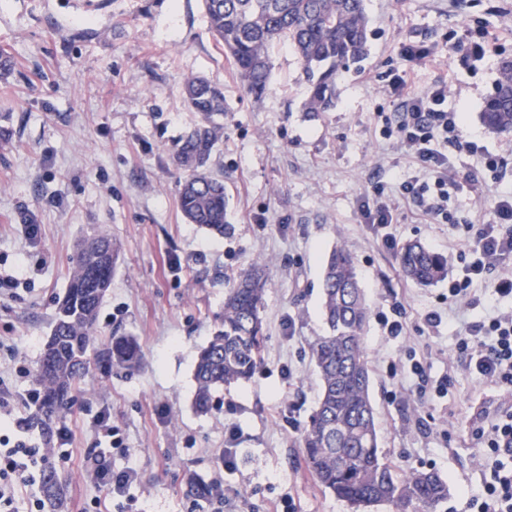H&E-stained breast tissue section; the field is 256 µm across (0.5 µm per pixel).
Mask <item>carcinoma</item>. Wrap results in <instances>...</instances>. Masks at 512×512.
I'll return each mask as SVG.
<instances>
[{
    "mask_svg": "<svg viewBox=\"0 0 512 512\" xmlns=\"http://www.w3.org/2000/svg\"><path fill=\"white\" fill-rule=\"evenodd\" d=\"M203 3L213 35L232 58L244 91L255 98L267 91L271 49L276 45H287L302 66L308 112L331 111L338 76L370 54L366 0ZM183 97L200 120L172 151L174 164L185 173L179 207L187 223L222 237L229 230L226 192L224 181L212 175L211 165L224 136V91L204 76H193L184 81ZM479 115L489 133H512V59L501 62L500 78ZM120 250L119 243L100 227L76 245L68 286L34 376L38 401L29 422L48 439L95 366L134 370L141 363L140 347L130 336H114L97 345V318ZM399 261L404 275L423 286L448 277V258L420 244L404 245ZM266 287L265 265L255 263L225 293L220 323L195 362L197 412H209L217 392L246 381L261 364ZM322 316L326 333L310 344L320 395L300 439L308 470L351 512H372L378 505H389L395 512L411 507L417 512H437L448 501V482L435 471L400 473L379 448L363 342L369 307L354 254L344 244L335 246L324 263ZM43 491L53 507L63 506L65 480L58 471H45Z\"/></svg>",
    "mask_w": 512,
    "mask_h": 512,
    "instance_id": "1",
    "label": "carcinoma"
}]
</instances>
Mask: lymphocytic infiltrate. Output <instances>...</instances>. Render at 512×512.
<instances>
[{"mask_svg":"<svg viewBox=\"0 0 512 512\" xmlns=\"http://www.w3.org/2000/svg\"><path fill=\"white\" fill-rule=\"evenodd\" d=\"M392 91L399 100L394 118L384 119L380 134L384 139L400 143L412 155L420 174L400 186L402 197L409 199L432 217L448 215V188L452 184L449 149L463 150L476 156L481 166L497 172L499 159L485 151L477 141L463 139L461 120L449 109L444 85L437 84L416 93L405 75H398ZM492 220L481 224L476 240L468 249L476 255L465 267L462 277L450 279L448 293L458 297L474 284L484 282L496 263L512 257V196L498 197L492 207ZM468 334L461 338L458 351L467 369L479 378L512 388V312L469 323ZM487 443L491 464L483 490L469 502L476 512H512V400L497 406L487 427L478 431ZM70 434L59 429L56 445L38 448L25 439H15L12 446L0 449V512H17L16 493L19 486L41 484L31 468L37 461L58 456L69 462L67 450ZM83 470L99 485L120 495L137 480L136 466L113 470L100 449H87Z\"/></svg>","mask_w":512,"mask_h":512,"instance_id":"1","label":"lymphocytic infiltrate"}]
</instances>
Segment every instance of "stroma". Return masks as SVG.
Listing matches in <instances>:
<instances>
[{
    "label": "stroma",
    "mask_w": 512,
    "mask_h": 512,
    "mask_svg": "<svg viewBox=\"0 0 512 512\" xmlns=\"http://www.w3.org/2000/svg\"><path fill=\"white\" fill-rule=\"evenodd\" d=\"M369 58L339 76L336 105L307 112L302 67L291 50L272 51L270 86L248 95L232 60L212 36L202 0H0V269L34 268L30 289L0 299V378L33 390L18 364L35 370L57 301L67 287L79 237L99 225L121 245L98 316L101 339L131 335L143 363L133 372L93 371L61 421L72 432L69 487L62 512H350L307 469L300 437L319 395L309 355L322 335L321 284L327 254L354 252L371 312L393 301L405 331L364 335L380 447L403 470L432 469L448 482L438 512H470L481 491L485 450L473 436L482 411L507 396L478 379L456 352L469 322L512 312V298L479 283L462 299L447 281L421 286L401 272L399 249L420 242L462 273L459 251L492 217L497 196L512 193V135L489 134L479 120L503 57L512 56V0H367ZM490 26L497 44L473 59L471 32ZM437 46L433 65L408 62L407 46ZM414 90L436 83L464 113L463 137H480L503 159L492 179L477 158L453 152L449 220L438 223L401 200L398 186L417 176L414 159L382 139V116L399 110L394 74ZM203 75L224 89V140L214 172L223 174L230 235L215 238L186 223L178 207L182 173L173 143L197 120L182 96ZM384 184L395 248L364 224L359 204ZM38 224L24 237L23 216ZM266 266L264 360L247 381L219 396L210 414L193 408L194 362L224 311L230 275ZM438 310L429 332L423 316ZM420 361L425 379L411 371ZM124 436L115 468L134 461L138 480L122 496L83 473L85 449L100 445L101 414ZM236 435H229V428ZM233 446L234 469L219 458ZM218 484L223 504L196 501L187 482Z\"/></svg>",
    "instance_id": "stroma-1"
}]
</instances>
